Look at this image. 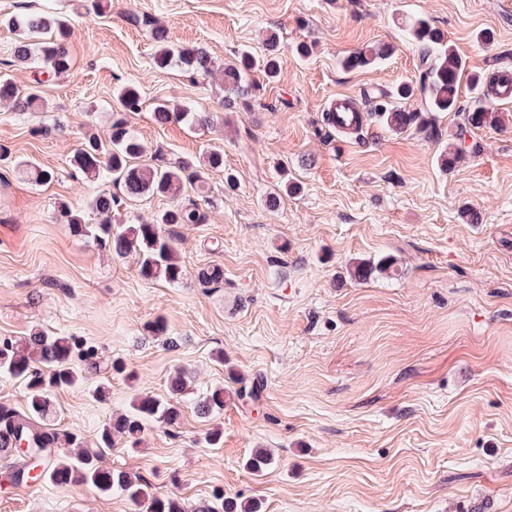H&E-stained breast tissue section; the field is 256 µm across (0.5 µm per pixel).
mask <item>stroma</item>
I'll use <instances>...</instances> for the list:
<instances>
[{
    "mask_svg": "<svg viewBox=\"0 0 512 512\" xmlns=\"http://www.w3.org/2000/svg\"><path fill=\"white\" fill-rule=\"evenodd\" d=\"M45 7L69 20L72 65L44 83L39 111L0 102V145L55 173L38 185L0 163V340L40 328L95 347L84 385L57 394V428L94 447L113 415L134 397L167 396L185 369L194 377L179 426L148 424L135 447L116 439L103 463L193 512L218 488L261 512H512V104L499 106L500 124L466 127L478 101L463 84L456 112H426L420 93L405 100L428 123L402 134L372 114L422 81L405 31L414 17L468 72H512V0H111L95 19L78 0H0V19ZM130 12L173 24L179 44L219 65L264 53L277 34L280 76L253 73L247 104L226 107L219 77L158 73ZM383 45L394 49L386 60L343 67ZM126 83L140 111L121 113ZM339 94L361 111V131L326 134L322 114ZM160 100L212 122L159 125ZM121 115L143 162L224 151L223 169L189 192L210 204L205 223L177 227L174 285L142 278L135 258H112L59 219L64 206L85 211L95 189L71 167L74 150ZM58 120L65 132L38 134ZM457 144L464 155L443 167ZM292 178L300 194L281 192ZM386 256L395 273L351 279L356 261ZM211 265L220 283L201 281ZM157 320L164 335L147 331ZM103 383L111 396L100 401ZM218 385L224 410L209 423L194 400ZM213 423L224 432L216 447L204 441ZM258 449L274 464L256 475L246 463ZM17 464L0 456V512H129L123 496L89 485L10 483Z\"/></svg>",
    "mask_w": 512,
    "mask_h": 512,
    "instance_id": "1",
    "label": "stroma"
}]
</instances>
